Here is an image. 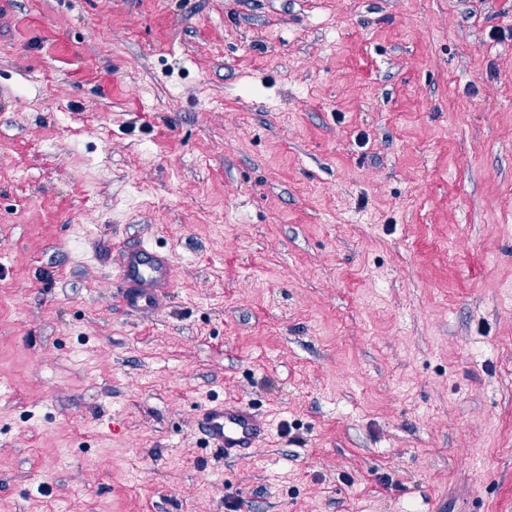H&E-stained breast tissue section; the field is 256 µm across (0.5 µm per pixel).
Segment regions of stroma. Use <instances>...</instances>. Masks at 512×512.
I'll list each match as a JSON object with an SVG mask.
<instances>
[{
  "label": "stroma",
  "instance_id": "35a3bbf8",
  "mask_svg": "<svg viewBox=\"0 0 512 512\" xmlns=\"http://www.w3.org/2000/svg\"><path fill=\"white\" fill-rule=\"evenodd\" d=\"M507 288L512 0L0 8V512H512ZM145 258L149 263L145 264ZM169 257L141 244L122 253L113 279L112 299L116 306L141 316L154 315L166 298L171 283ZM196 427L225 459L246 453L267 434L266 422L240 402L208 401L197 413Z\"/></svg>",
  "mask_w": 512,
  "mask_h": 512
}]
</instances>
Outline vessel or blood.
<instances>
[{
	"instance_id": "1",
	"label": "vessel or blood",
	"mask_w": 512,
	"mask_h": 512,
	"mask_svg": "<svg viewBox=\"0 0 512 512\" xmlns=\"http://www.w3.org/2000/svg\"><path fill=\"white\" fill-rule=\"evenodd\" d=\"M170 283L169 257L142 244L123 251L112 299L123 310L149 317L165 300ZM196 427L211 448L228 458L246 453L267 434L266 422L239 402L208 401L197 413Z\"/></svg>"
}]
</instances>
